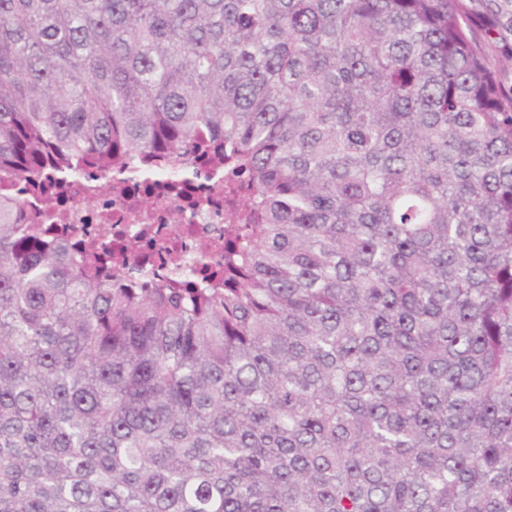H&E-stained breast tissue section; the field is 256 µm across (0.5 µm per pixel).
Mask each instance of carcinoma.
<instances>
[{"label":"carcinoma","instance_id":"1","mask_svg":"<svg viewBox=\"0 0 512 512\" xmlns=\"http://www.w3.org/2000/svg\"><path fill=\"white\" fill-rule=\"evenodd\" d=\"M203 134L222 287L0 204V512H512V88L464 0H0V181Z\"/></svg>","mask_w":512,"mask_h":512}]
</instances>
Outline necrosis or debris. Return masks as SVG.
<instances>
[{
  "mask_svg": "<svg viewBox=\"0 0 512 512\" xmlns=\"http://www.w3.org/2000/svg\"><path fill=\"white\" fill-rule=\"evenodd\" d=\"M175 169L187 171V178L173 179ZM53 178L66 198L59 209L47 208L19 185L0 184V196L40 213L42 223L63 224L113 245L135 248L125 269L128 282L199 268L205 252L219 261L224 258L217 250L224 240L228 185L222 167L195 165L180 156L152 167L128 160L106 171L58 170Z\"/></svg>",
  "mask_w": 512,
  "mask_h": 512,
  "instance_id": "4bbe7bcc",
  "label": "necrosis or debris"
}]
</instances>
